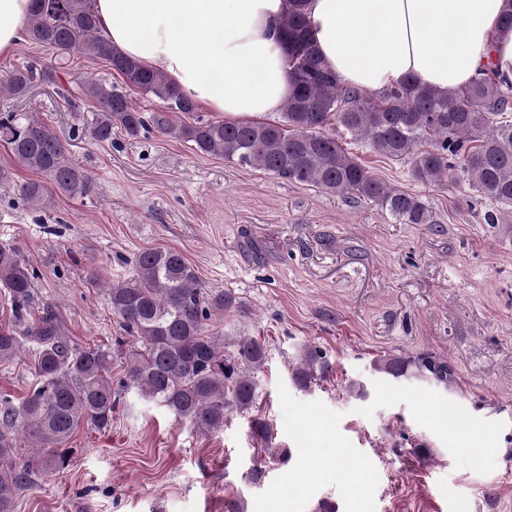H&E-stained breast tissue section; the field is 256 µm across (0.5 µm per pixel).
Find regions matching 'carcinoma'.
I'll use <instances>...</instances> for the list:
<instances>
[{
  "mask_svg": "<svg viewBox=\"0 0 512 512\" xmlns=\"http://www.w3.org/2000/svg\"><path fill=\"white\" fill-rule=\"evenodd\" d=\"M33 2L29 42L103 60L125 83L119 87L94 77L82 82V95L101 112L89 130L96 142L110 143L117 134L136 138L154 129L193 143L203 154L341 197L375 202L398 224L434 223L422 197L375 176L327 133L334 124L380 155L408 165L416 182L464 181L490 204L512 207V85L502 84L490 69L458 91L442 93L408 83L368 93L342 83L322 61L310 35L305 0H286L282 35L294 90L284 104L282 122L187 124L177 118L195 111V102L162 72L115 51L97 23L93 0ZM43 76L45 72L31 65L11 71L0 80V98L27 96L35 79ZM126 86L157 99L160 108L150 113L135 108ZM0 141L23 166L47 178L19 184L21 199L40 203L55 192L87 193L88 174L33 113L0 112ZM132 264L131 277L106 288L112 311L131 337L123 353V376L114 381L111 347L71 346L50 308L37 319L31 317L36 272L17 250L0 247V288L10 305L9 323L0 326V367L28 350L36 377L19 403L0 394V512H15L17 495L33 486L34 476L64 467L66 457L57 448L78 427H109L119 395L133 391L160 404L176 421L209 430L224 427L229 412H244L255 404L256 373L267 360L265 343L252 336L218 340L205 330L211 316L239 306L236 297L200 287L195 268L174 249L143 250ZM374 368L395 379L408 378L416 369L428 371L439 383L453 381L447 362L426 356H387L375 360ZM327 371L323 353L305 346L292 380L306 388L324 379ZM251 428L261 443L273 439L266 421L257 418ZM26 442L44 455L18 462V450Z\"/></svg>",
  "mask_w": 512,
  "mask_h": 512,
  "instance_id": "obj_1",
  "label": "carcinoma"
}]
</instances>
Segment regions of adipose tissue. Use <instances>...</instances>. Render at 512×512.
I'll use <instances>...</instances> for the list:
<instances>
[{"instance_id":"ef3b65f1","label":"adipose tissue","mask_w":512,"mask_h":512,"mask_svg":"<svg viewBox=\"0 0 512 512\" xmlns=\"http://www.w3.org/2000/svg\"><path fill=\"white\" fill-rule=\"evenodd\" d=\"M32 0H0V55L23 40ZM311 37L349 86L412 80L440 91L482 71L512 84V0H306ZM285 0H95L113 47L163 71L228 121L281 111L293 90L280 24Z\"/></svg>"}]
</instances>
